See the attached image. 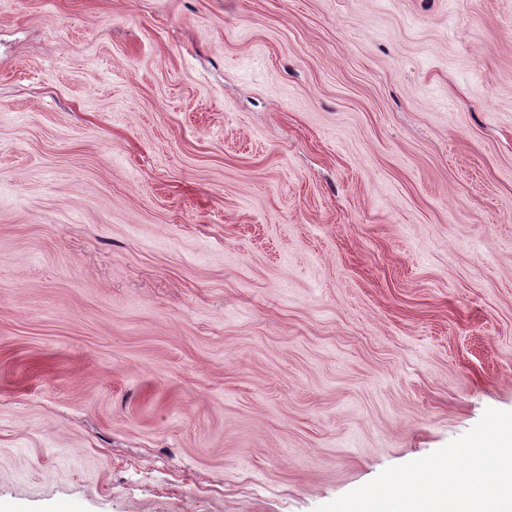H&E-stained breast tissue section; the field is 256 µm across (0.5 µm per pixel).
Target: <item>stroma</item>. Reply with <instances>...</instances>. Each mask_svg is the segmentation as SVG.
I'll return each mask as SVG.
<instances>
[{"label": "stroma", "mask_w": 512, "mask_h": 512, "mask_svg": "<svg viewBox=\"0 0 512 512\" xmlns=\"http://www.w3.org/2000/svg\"><path fill=\"white\" fill-rule=\"evenodd\" d=\"M512 411V0H0V512H314Z\"/></svg>", "instance_id": "1"}]
</instances>
